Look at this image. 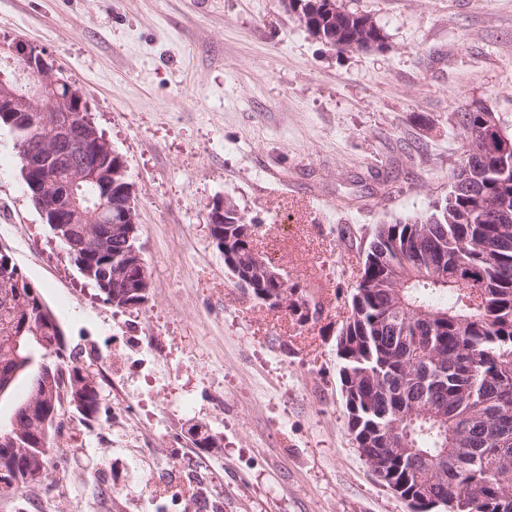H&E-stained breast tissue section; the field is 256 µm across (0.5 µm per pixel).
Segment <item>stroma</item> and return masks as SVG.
I'll use <instances>...</instances> for the list:
<instances>
[{
    "mask_svg": "<svg viewBox=\"0 0 512 512\" xmlns=\"http://www.w3.org/2000/svg\"><path fill=\"white\" fill-rule=\"evenodd\" d=\"M340 2L382 27V49L338 51L282 0H0V40L44 51L123 157L151 275L141 307L108 303L0 129V248L102 388L87 426L63 406L50 478L0 492V512H142L144 491L152 512H409L350 434L336 336L376 225L447 195L457 112L483 104L512 134V0ZM402 167L381 195L379 177ZM220 197L261 222L258 250L319 319L236 285L208 229ZM122 391L136 399L124 446L108 423ZM201 485L221 507L196 498Z\"/></svg>",
    "mask_w": 512,
    "mask_h": 512,
    "instance_id": "35a3bbf8",
    "label": "stroma"
}]
</instances>
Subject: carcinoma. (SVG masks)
<instances>
[{
	"mask_svg": "<svg viewBox=\"0 0 512 512\" xmlns=\"http://www.w3.org/2000/svg\"><path fill=\"white\" fill-rule=\"evenodd\" d=\"M321 41L339 51L385 41L383 29L367 14L320 8L299 17ZM489 108L457 113L464 140L485 139ZM464 175L480 193L448 191L430 207L404 220L380 224L364 249L362 274L350 295L349 316L336 341L342 390L347 392L349 427L358 445L375 454L385 484L417 504L419 512H454L464 495L467 512H512V223L502 224L488 208H512V170L503 157L485 154L480 166L463 152L448 175ZM224 260L249 268L248 223L232 216L222 223ZM105 250L68 246L80 268L107 302L101 282L112 276V260L124 241L113 236ZM42 298L6 251L0 250V372L21 381L27 394L11 420L22 436L0 428V453L12 454L15 471L0 473V489L16 491L34 482L30 464L49 478L54 422L61 400L69 399L87 417L99 412L97 383L66 392L36 418L27 404L45 391L50 376L83 380L84 368L63 358L59 324L45 322Z\"/></svg>",
	"mask_w": 512,
	"mask_h": 512,
	"instance_id": "obj_1",
	"label": "carcinoma"
}]
</instances>
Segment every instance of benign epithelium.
I'll return each instance as SVG.
<instances>
[{"instance_id":"obj_1","label":"benign epithelium","mask_w":512,"mask_h":512,"mask_svg":"<svg viewBox=\"0 0 512 512\" xmlns=\"http://www.w3.org/2000/svg\"><path fill=\"white\" fill-rule=\"evenodd\" d=\"M0 56L16 61L24 73L37 79L34 85H24L15 73H0V116L29 114L33 117L30 129L36 133L61 131V138L35 139V144L21 149L22 173L35 188L41 200L39 211L48 223L64 230L61 238L71 244L77 238L91 241L95 245L108 244L105 236H91L88 225L110 224L112 234H124L126 241L136 235L137 219L133 204V185L128 181L126 166L113 161L117 152L91 121L84 116L83 95L74 84L56 75L42 50L22 40L0 43ZM59 168L68 175L67 194L59 199L58 183L51 171ZM93 183L105 190L113 191L95 208H86L77 189ZM231 202L218 198L209 213V229L213 240L223 243L222 233L216 229L224 221V213ZM259 227L251 226L250 249L255 264L247 271L231 268L234 279L245 288H268L266 302L275 310L288 306L287 294L282 290L287 282L279 268L266 260L255 246ZM133 269L139 270L144 284L128 293L112 294L113 305L124 309L139 307L148 301L150 280L140 251L130 246L115 258L112 281L121 284Z\"/></svg>"}]
</instances>
